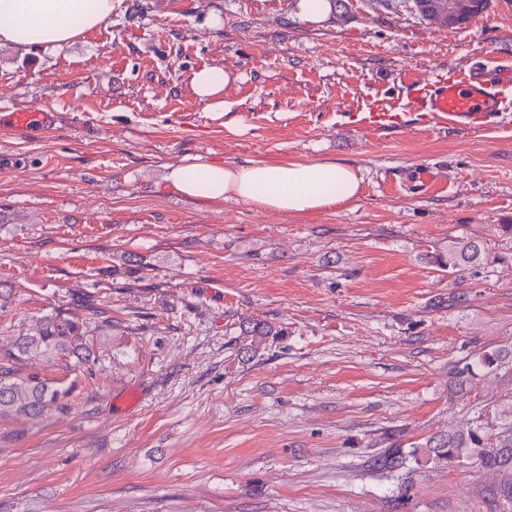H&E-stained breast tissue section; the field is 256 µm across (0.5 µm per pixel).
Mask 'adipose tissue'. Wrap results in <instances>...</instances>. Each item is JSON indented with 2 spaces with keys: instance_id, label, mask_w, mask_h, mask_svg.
Here are the masks:
<instances>
[{
  "instance_id": "adipose-tissue-1",
  "label": "adipose tissue",
  "mask_w": 512,
  "mask_h": 512,
  "mask_svg": "<svg viewBox=\"0 0 512 512\" xmlns=\"http://www.w3.org/2000/svg\"><path fill=\"white\" fill-rule=\"evenodd\" d=\"M114 0H0V44L20 52L60 47L109 19ZM223 68L195 71L197 98L212 112H229ZM168 181L182 194L203 201L241 200L259 211L309 214L356 199L362 177L333 161L230 165L186 157L170 166Z\"/></svg>"
}]
</instances>
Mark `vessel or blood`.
<instances>
[{"label":"vessel or blood","instance_id":"obj_1","mask_svg":"<svg viewBox=\"0 0 512 512\" xmlns=\"http://www.w3.org/2000/svg\"><path fill=\"white\" fill-rule=\"evenodd\" d=\"M503 110V100L494 86L468 71L410 82L396 111L358 112L352 121L358 127L394 133L405 127L406 118L411 115L425 126L490 131L500 125ZM59 121V113L48 106L1 112L0 133L34 141L52 131ZM441 178L439 169L426 164L414 168L412 175L416 189L421 192L436 186Z\"/></svg>","mask_w":512,"mask_h":512}]
</instances>
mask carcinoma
I'll return each instance as SVG.
<instances>
[{
    "label": "carcinoma",
    "mask_w": 512,
    "mask_h": 512,
    "mask_svg": "<svg viewBox=\"0 0 512 512\" xmlns=\"http://www.w3.org/2000/svg\"><path fill=\"white\" fill-rule=\"evenodd\" d=\"M434 263L450 274L474 269L484 263V247L476 240H463L434 256ZM89 322L61 314L45 317L31 333L22 334L7 347H0V421L15 417H37L52 408H65L73 385L39 375H20L15 365L38 359L49 365L62 364L74 371L96 359L94 333ZM425 447L438 459L453 462L474 458L488 470L512 474V427L496 443L488 442L481 427L448 433L431 439Z\"/></svg>",
    "instance_id": "cac0c4a2"
}]
</instances>
